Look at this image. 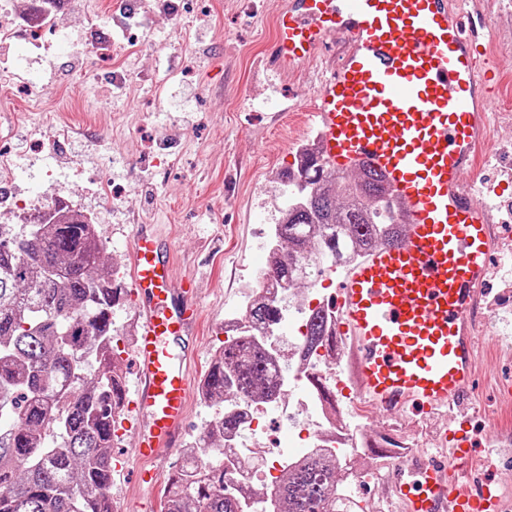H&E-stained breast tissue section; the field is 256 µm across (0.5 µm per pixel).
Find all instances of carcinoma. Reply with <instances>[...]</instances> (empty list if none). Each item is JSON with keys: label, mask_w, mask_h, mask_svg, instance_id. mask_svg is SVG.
<instances>
[{"label": "carcinoma", "mask_w": 512, "mask_h": 512, "mask_svg": "<svg viewBox=\"0 0 512 512\" xmlns=\"http://www.w3.org/2000/svg\"><path fill=\"white\" fill-rule=\"evenodd\" d=\"M305 194L288 197L268 240V271L249 296L246 336H263L285 318L297 288H316L325 269L397 240L372 173L303 169ZM96 227L79 217L34 214L0 224V512H114L111 448L121 441L126 380L113 318L123 302L103 262ZM285 290L278 303L260 295ZM331 311L305 309L307 351L327 344ZM290 367L275 373L266 346L250 341L215 353L200 396L218 407L183 453L169 482V512H246L224 487V462H211L237 416L225 394L274 403ZM212 463L201 471L189 460ZM336 459L319 451L289 467L264 512H346Z\"/></svg>", "instance_id": "carcinoma-1"}]
</instances>
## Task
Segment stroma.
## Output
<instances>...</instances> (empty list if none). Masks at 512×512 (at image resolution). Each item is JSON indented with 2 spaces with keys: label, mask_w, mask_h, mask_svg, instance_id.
I'll list each match as a JSON object with an SVG mask.
<instances>
[{
  "label": "stroma",
  "mask_w": 512,
  "mask_h": 512,
  "mask_svg": "<svg viewBox=\"0 0 512 512\" xmlns=\"http://www.w3.org/2000/svg\"><path fill=\"white\" fill-rule=\"evenodd\" d=\"M116 0H62L57 38L47 52L26 50L27 33L0 43V137L13 165L10 190L39 204L57 198L93 218L118 284L130 281L129 240L135 221L158 226L181 268L201 279L202 313L190 369L208 375L221 329L246 283L268 261L269 229L284 204L282 178L295 167L299 144L315 129L308 111L316 70L281 77L264 67L273 40L276 0H176V13L157 0H136L137 41L115 34L111 51L99 35L115 16ZM490 50L502 76L490 129L496 155L482 162L497 237L512 242V0H484ZM131 76L133 90L118 84ZM110 185L105 204L96 181ZM496 299L479 337L483 368L475 403L508 422L498 405L512 362V266L495 267ZM125 431L112 459L122 469L112 490L121 512L138 501L167 512L168 481L130 485L127 474L152 469L134 455ZM389 456L359 447L338 474L355 501L369 492L357 470Z\"/></svg>",
  "instance_id": "1"
}]
</instances>
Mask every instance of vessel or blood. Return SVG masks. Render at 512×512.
<instances>
[{
  "label": "vessel or blood",
  "instance_id": "vessel-or-blood-1",
  "mask_svg": "<svg viewBox=\"0 0 512 512\" xmlns=\"http://www.w3.org/2000/svg\"><path fill=\"white\" fill-rule=\"evenodd\" d=\"M478 10L458 0H284L268 63L290 74L329 63L314 88L308 150L323 169L374 173L402 227L336 278L328 305L357 410H451L435 440L448 457L395 453L409 512H496L468 483L484 459L473 434L481 299L493 274L492 207L479 157L489 145L498 70ZM138 324L137 456L174 455L196 387L184 338L200 317L196 279L176 273L151 225L131 236Z\"/></svg>",
  "mask_w": 512,
  "mask_h": 512
}]
</instances>
